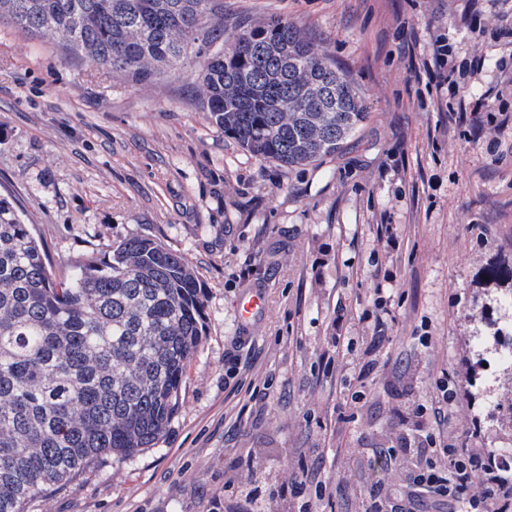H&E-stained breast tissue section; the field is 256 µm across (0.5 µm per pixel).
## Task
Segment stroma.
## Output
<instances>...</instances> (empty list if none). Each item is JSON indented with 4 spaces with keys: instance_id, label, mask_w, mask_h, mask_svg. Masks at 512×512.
I'll return each instance as SVG.
<instances>
[{
    "instance_id": "35a3bbf8",
    "label": "stroma",
    "mask_w": 512,
    "mask_h": 512,
    "mask_svg": "<svg viewBox=\"0 0 512 512\" xmlns=\"http://www.w3.org/2000/svg\"><path fill=\"white\" fill-rule=\"evenodd\" d=\"M223 2L221 42L277 17L345 69L370 120L342 156L288 170L250 155L202 111L201 58L134 84L0 23V199L55 275L150 238L195 268L206 311L163 439L48 487L27 512H246L254 475L275 491L269 512H365L375 450L446 374L460 399L445 432L475 425L479 446L512 453V419L483 409L512 404V377L474 339L504 317L489 268L512 265V137L483 129L512 115V40L499 34L512 0ZM444 34L461 96L482 105L467 138L424 67ZM253 293L268 306L241 320ZM379 315L386 338L369 354Z\"/></svg>"
}]
</instances>
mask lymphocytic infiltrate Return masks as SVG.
<instances>
[{"instance_id":"lymphocytic-infiltrate-1","label":"lymphocytic infiltrate","mask_w":512,"mask_h":512,"mask_svg":"<svg viewBox=\"0 0 512 512\" xmlns=\"http://www.w3.org/2000/svg\"><path fill=\"white\" fill-rule=\"evenodd\" d=\"M458 400L459 385L448 376L441 381L433 406L410 408L408 418L416 438L397 434L395 446L375 458L374 467L384 481L375 490L374 512H419L417 502L424 494L445 505L447 512H512V483L504 477L512 471V457L434 430ZM400 456L413 461L415 474L392 504L388 501L393 479L390 464Z\"/></svg>"}]
</instances>
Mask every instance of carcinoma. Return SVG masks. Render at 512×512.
Segmentation results:
<instances>
[{"label":"carcinoma","mask_w":512,"mask_h":512,"mask_svg":"<svg viewBox=\"0 0 512 512\" xmlns=\"http://www.w3.org/2000/svg\"><path fill=\"white\" fill-rule=\"evenodd\" d=\"M0 20L48 35L67 58L135 83L187 55L205 57L211 123L251 155L293 168L339 155L365 125V99L303 30L270 17L218 41L219 0H16ZM205 328L194 268L130 237L86 255L63 279L42 243L0 200V512L91 465L154 447L177 409Z\"/></svg>","instance_id":"cac0c4a2"}]
</instances>
